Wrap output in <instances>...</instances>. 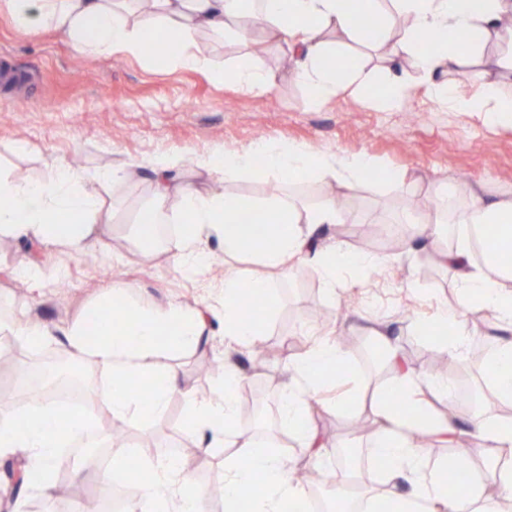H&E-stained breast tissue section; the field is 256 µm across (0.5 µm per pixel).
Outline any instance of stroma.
Instances as JSON below:
<instances>
[{"mask_svg":"<svg viewBox=\"0 0 512 512\" xmlns=\"http://www.w3.org/2000/svg\"><path fill=\"white\" fill-rule=\"evenodd\" d=\"M198 40L210 59L209 66L201 69L161 66L145 55H125L116 63L78 52L51 30L24 35L0 9V55H8L17 69L30 76L21 89L0 92V174L18 182L34 181L53 161L78 154L89 188L112 211L111 224L102 227L92 249L98 257L93 266L51 246L11 241L9 251L0 253V315L60 329L117 285L128 287L130 299L145 307L171 301L211 307L209 334L201 345L184 354H164L160 364L176 366L182 384L200 393L213 390L221 380L205 371V364L230 359L244 378L247 394L265 406L260 440L282 443L281 453L293 470L316 471L323 485H335L338 453L351 448L356 452L359 494L383 493L382 469L371 455L379 427L370 408L357 405L342 413L312 404L311 422L325 447L324 455L317 458L304 448L298 433L280 423L277 397L268 383L286 382L289 367L321 338L358 340L375 354V364L364 369L359 365L360 350H348L351 375H335L327 385L331 396L357 402L372 391L385 390L391 376L386 368L388 350H396L405 367L418 375L425 374L429 361L444 360L439 344L445 331L439 328L429 334L422 325L436 320L442 308L454 306L459 290L447 267L436 263L434 252L468 241L467 228L451 227L449 236L440 237L433 247L418 243L395 249L375 237L357 245L354 233L361 225L408 226L412 215L427 212L441 182L451 186L463 182L488 197H511L512 127L490 128L478 113L440 105L430 94L432 76L413 58L394 63L343 37L338 38V46L344 54L362 56L371 79L360 88L345 87L322 105L297 78L296 61L285 43L270 40L265 54L257 57L248 42H224L206 34ZM249 56L267 74L266 87L246 90L223 79V71ZM394 75L412 86V97L400 111L376 108L374 92ZM265 141L346 156L368 155L402 176L407 189L397 191L385 181L334 183L335 192L348 202L343 221L321 225L310 241L311 251L338 242L350 251L380 257L382 263L363 276L344 272L342 287L333 293L316 265L303 260L295 261L292 276L271 278V303L257 335L271 354L260 359L249 347L225 351L224 322L218 313L225 267L249 278L260 272V265L245 253L225 257L221 244L214 241L209 245L217 256L213 267L198 279H187L167 254L142 247L132 231L151 197L146 177L104 186L95 176L112 167L142 166L166 154L179 161L176 176L203 192L217 189L260 202L277 196L302 209L320 203L323 181L319 178L293 184L273 172L262 181L219 183L199 166L206 157L241 154ZM33 261L49 273L63 271L65 287L50 280L34 284L20 278L18 268ZM320 307L331 315L327 323L312 318ZM464 323L470 337L461 366L463 382L483 394L481 407L487 417L499 418L504 403L491 393L487 365L497 342L512 339V326L496 319L479 324L470 315ZM382 335L388 346L379 344ZM185 412V399L176 395L163 416L147 417L131 429L128 470H136L140 460L184 448L197 482L208 488L219 485L224 461L235 450L226 446L197 451L195 436L178 426ZM84 460V453L64 451L49 499L32 491L21 503H14L8 484L0 478V501L7 512H72L75 498L101 492L93 478L73 480L74 466Z\"/></svg>","mask_w":512,"mask_h":512,"instance_id":"obj_1","label":"stroma"}]
</instances>
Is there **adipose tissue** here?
<instances>
[{
	"label": "adipose tissue",
	"mask_w": 512,
	"mask_h": 512,
	"mask_svg": "<svg viewBox=\"0 0 512 512\" xmlns=\"http://www.w3.org/2000/svg\"><path fill=\"white\" fill-rule=\"evenodd\" d=\"M18 29L33 34L53 29L82 53L110 57L121 52L141 55L146 42L161 43L167 62L185 67L207 66L208 58L198 43L207 33L248 41L243 20L261 14L268 30L297 56L296 74L312 91L316 101L334 95L342 82L363 83L367 75L358 56H350L345 68L329 67V57L338 55L327 33L367 43L389 60L413 56L419 68L433 75L442 71L463 74L478 82L483 92L475 98L456 95L451 84L435 87L434 95L459 112H478L487 126H512V97L502 96L496 78L512 74V28L499 24L512 13V0H5ZM375 21L373 37H366L363 24ZM430 44H422V35ZM496 44L495 57L474 62L473 56L488 44ZM263 163L255 165L252 154H227L205 161L204 167L220 181H261L277 172L296 178H333L344 184L384 178L395 182L393 173H379L365 155L345 157L323 154L298 145L266 144ZM174 162L152 163L149 180L150 205L139 217L137 236L143 243L165 242L177 267L186 274L204 271L211 262L206 249L219 241L225 254L249 253L263 268L287 276L293 262L305 253L315 228L342 220L333 200L305 210L288 200L275 198L259 203L249 198L229 197L221 192L202 193L173 184L169 171ZM431 207L443 223L468 228L482 224L498 227L501 247L512 248V198H487L473 187L438 188ZM250 215L240 223V215ZM100 198L81 185L80 177L67 163L55 162L34 183H18L0 177V233L26 237L49 246L85 253L98 240L99 227L108 223ZM175 222L177 232L161 238L159 227ZM441 263L460 284L456 304L443 311L440 320L451 324L454 338L444 350L450 359L461 357L467 334L462 318L472 302L497 312L512 324V267L500 266L487 256L474 267L467 248L440 255ZM328 289L339 286L343 269L377 266V259L352 252L337 244L322 250L317 258ZM269 281L257 276L242 279L224 274V344L234 349L258 333L256 320L241 314L245 295H266ZM10 329L34 347L57 342L63 354L87 356L108 377L99 384L93 403L61 421L56 410L40 403L27 419L16 411L0 410V457L22 455L25 488L47 494L54 488L52 473L60 461V441L65 430L90 428L101 415L133 427L143 410L162 415L172 396L187 402L191 419L189 433L200 437L205 447L232 442L236 453L225 463L221 483L228 512H285L287 504L307 501L308 491L295 480L291 467L270 445L240 429L237 395L243 378L233 364H225L224 380L208 397L201 398L180 385L176 367L161 366L159 358L170 352L194 350L206 332L199 309L172 302L160 308H145L128 298L126 288L90 304L61 334L35 321H0V330ZM347 356L333 342L314 344L308 354L289 370L290 380L279 389L277 414L301 436L306 448L319 447L310 421V403L323 387L324 368H343ZM147 383L150 402L133 391V381ZM388 396L377 397L373 414L379 427L371 453L383 461L385 483L382 496L363 497L364 512H488L484 508V485L496 484L501 504L512 506V426L482 415L469 418L470 430L487 458L478 483L462 487L452 482L447 469H427L426 450L412 439V414L426 415L425 426L439 438L452 436L457 419L431 411L429 396L444 397L448 382L442 378L396 373ZM143 493L135 512H200L205 491L185 462L168 455L143 460L138 468ZM258 482L259 492L242 503L241 486Z\"/></svg>",
	"instance_id": "adipose-tissue-1"
}]
</instances>
